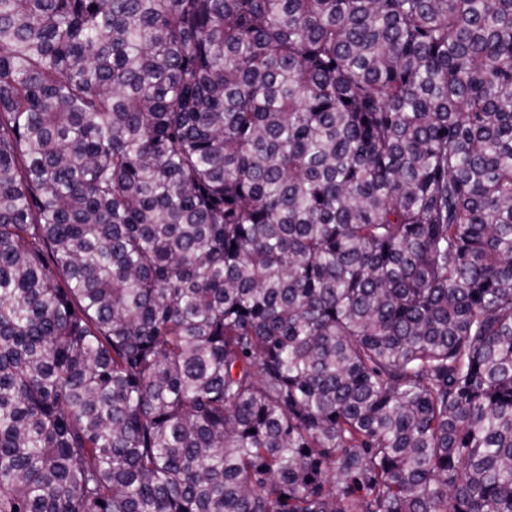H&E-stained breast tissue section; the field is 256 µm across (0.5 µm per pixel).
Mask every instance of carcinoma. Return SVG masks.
<instances>
[{
  "instance_id": "carcinoma-1",
  "label": "carcinoma",
  "mask_w": 512,
  "mask_h": 512,
  "mask_svg": "<svg viewBox=\"0 0 512 512\" xmlns=\"http://www.w3.org/2000/svg\"><path fill=\"white\" fill-rule=\"evenodd\" d=\"M0 512H512V0H0Z\"/></svg>"
}]
</instances>
